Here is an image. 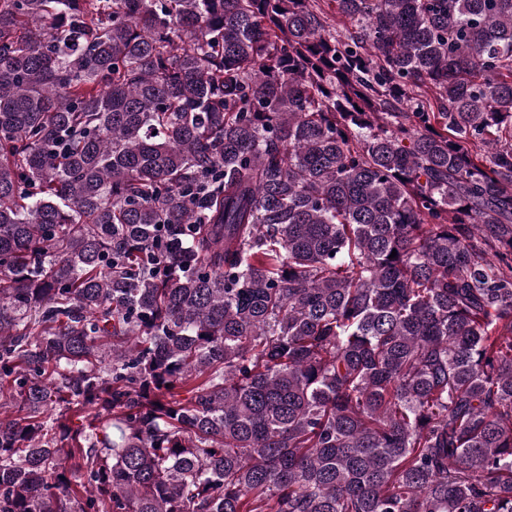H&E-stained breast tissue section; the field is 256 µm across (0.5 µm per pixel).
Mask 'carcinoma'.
<instances>
[{
	"mask_svg": "<svg viewBox=\"0 0 512 512\" xmlns=\"http://www.w3.org/2000/svg\"><path fill=\"white\" fill-rule=\"evenodd\" d=\"M335 2L0 0V512H512V0Z\"/></svg>",
	"mask_w": 512,
	"mask_h": 512,
	"instance_id": "carcinoma-1",
	"label": "carcinoma"
}]
</instances>
